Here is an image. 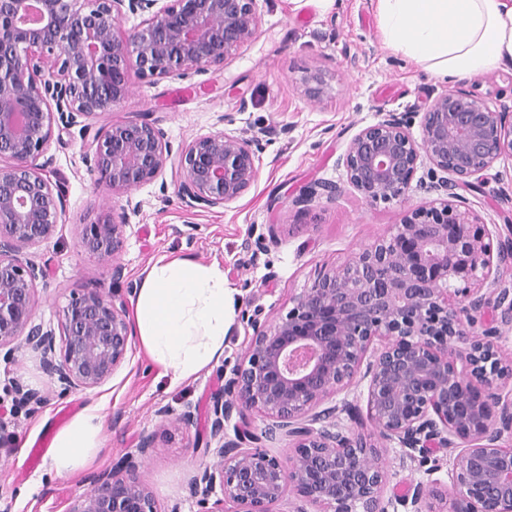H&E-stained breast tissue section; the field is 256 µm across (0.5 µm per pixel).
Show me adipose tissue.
<instances>
[{"instance_id": "obj_1", "label": "adipose tissue", "mask_w": 512, "mask_h": 512, "mask_svg": "<svg viewBox=\"0 0 512 512\" xmlns=\"http://www.w3.org/2000/svg\"><path fill=\"white\" fill-rule=\"evenodd\" d=\"M386 46L457 82L512 65V0H375ZM234 293L224 271L187 256L161 257L136 291L132 333L150 362L177 385L217 362L231 329ZM104 443V417L90 407L55 435L51 464L69 475Z\"/></svg>"}]
</instances>
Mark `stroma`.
I'll use <instances>...</instances> for the list:
<instances>
[{
  "mask_svg": "<svg viewBox=\"0 0 512 512\" xmlns=\"http://www.w3.org/2000/svg\"><path fill=\"white\" fill-rule=\"evenodd\" d=\"M258 36L220 69L184 79L132 77L127 96L111 114L92 122L99 129L118 121L157 122L172 146L214 131L218 117L235 116L232 132L260 137L258 179L249 192L226 209L185 205L171 173L123 195L86 172L80 128L52 141L48 154L52 182L67 198L66 212L52 239L32 248L33 259L47 263L39 283L34 316L57 328L58 314L72 294L109 290L108 267L80 246V225L126 216L124 243L116 260L127 282L137 283L162 255L188 256L219 264L236 298L224 355L196 378L171 385L132 344L126 361L107 382L86 390L63 391L38 360L16 350L0 358V512H68L76 494L91 479L134 454L142 436L155 438L154 452L139 475L153 490L161 512H196L187 483L197 468L213 461L209 446V400L243 353L251 316L271 322L286 314L290 299L309 286L323 268L344 263L387 236L427 194L412 192L406 201L371 204L347 183L336 161L351 137L376 122L380 113L406 114L419 133L423 112L444 91L446 82L414 61L391 53L377 26L374 0H260ZM322 71L327 86L320 100L307 99L302 82ZM490 105L512 101V67L462 83ZM340 185L334 201L308 206L296 198L315 182ZM467 208L490 228L491 247L512 233V160L498 161L477 189L465 191ZM138 203L137 211L127 208ZM260 242L259 254L244 249ZM41 391L45 400L25 406L15 400L16 384ZM98 405L105 419V443L82 472L57 474L49 456L34 458L33 444L45 431L57 432L56 414L70 405ZM192 409L195 420L174 428L158 416Z\"/></svg>",
  "mask_w": 512,
  "mask_h": 512,
  "instance_id": "35a3bbf8",
  "label": "stroma"
}]
</instances>
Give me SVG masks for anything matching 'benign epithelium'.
<instances>
[{
  "label": "benign epithelium",
  "mask_w": 512,
  "mask_h": 512,
  "mask_svg": "<svg viewBox=\"0 0 512 512\" xmlns=\"http://www.w3.org/2000/svg\"><path fill=\"white\" fill-rule=\"evenodd\" d=\"M259 0H0V351L39 358L65 390L108 381L131 348L126 302L115 292L70 296L60 334L34 321L37 284L46 264L27 250L50 240L66 212L51 181V160L37 163L53 132L112 112L142 79L180 78L222 67L258 35ZM139 22L121 30L129 16ZM320 98L325 76L303 80ZM260 141L224 130L184 143L178 153L147 120L112 123L83 143L87 169L116 193L148 185L174 170L189 208L225 209L258 175ZM512 159V105L491 107L459 89L438 94L423 113L420 137L406 116L382 112L350 139L337 164L368 203L403 201L416 187L438 193L388 236L342 265L320 271L270 324L252 321L244 354L213 394L216 460L199 468L189 496L203 512H512V358L496 324L512 326V237L497 253L484 242L458 190L480 184L502 158ZM429 163L427 178L415 179ZM340 185L319 181L295 199H336ZM124 222L85 224L81 248L104 262L122 246ZM460 281L464 286L457 287ZM492 326L482 333L474 327ZM61 348H56V338ZM367 380L366 410L379 430L373 442L340 424L361 420L346 398ZM265 421L260 434L225 424L247 413ZM287 441L282 459L268 446ZM155 447L95 475L69 512H160L137 475ZM395 449L389 457L388 448ZM462 448L451 490L434 474L436 448ZM418 463L425 477L398 492L394 464Z\"/></svg>",
  "instance_id": "benign-epithelium-1"
}]
</instances>
